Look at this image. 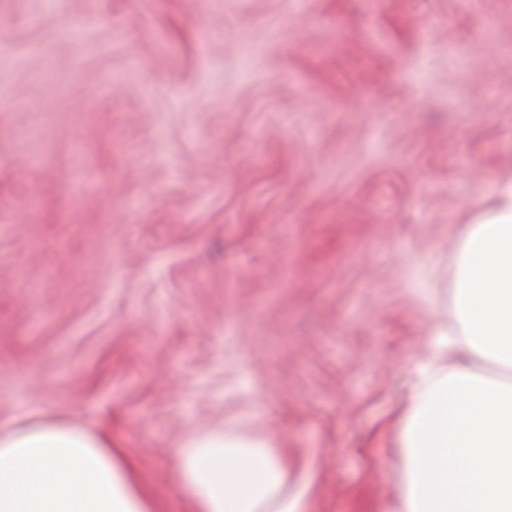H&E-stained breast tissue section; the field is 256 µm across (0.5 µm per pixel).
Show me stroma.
<instances>
[{
	"mask_svg": "<svg viewBox=\"0 0 512 512\" xmlns=\"http://www.w3.org/2000/svg\"><path fill=\"white\" fill-rule=\"evenodd\" d=\"M512 181V0H0V427L269 441L391 512L411 368Z\"/></svg>",
	"mask_w": 512,
	"mask_h": 512,
	"instance_id": "obj_1",
	"label": "stroma"
}]
</instances>
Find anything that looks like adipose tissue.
Instances as JSON below:
<instances>
[{
  "label": "adipose tissue",
  "mask_w": 512,
  "mask_h": 512,
  "mask_svg": "<svg viewBox=\"0 0 512 512\" xmlns=\"http://www.w3.org/2000/svg\"><path fill=\"white\" fill-rule=\"evenodd\" d=\"M463 228L448 323L415 362L393 512H512V182ZM174 477L194 512H307L268 444L189 432ZM0 512H155L128 450L44 421L0 430Z\"/></svg>",
  "instance_id": "ef3b65f1"
}]
</instances>
